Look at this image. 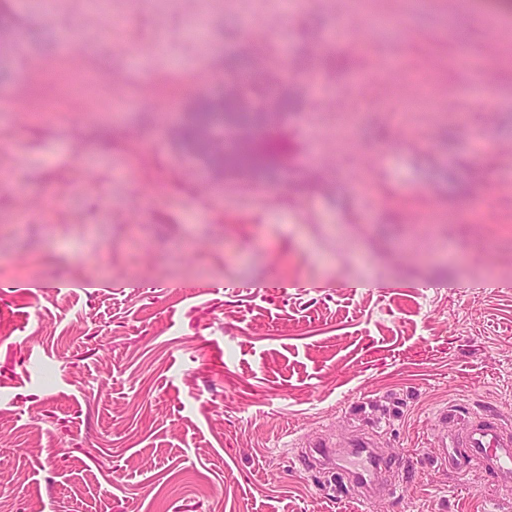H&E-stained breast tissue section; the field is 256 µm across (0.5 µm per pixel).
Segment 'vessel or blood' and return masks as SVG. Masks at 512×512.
Segmentation results:
<instances>
[{
  "label": "vessel or blood",
  "instance_id": "obj_1",
  "mask_svg": "<svg viewBox=\"0 0 512 512\" xmlns=\"http://www.w3.org/2000/svg\"><path fill=\"white\" fill-rule=\"evenodd\" d=\"M436 419L444 425L452 421L457 424L454 431H441L436 441L449 471H458L465 459L472 468L492 475L504 491L512 492V426L501 415L487 410L460 421L455 407L449 405L438 410ZM300 459L308 467L336 475L362 503H373L396 488L392 478L398 470L397 459L364 433L343 443L325 438L304 440Z\"/></svg>",
  "mask_w": 512,
  "mask_h": 512
}]
</instances>
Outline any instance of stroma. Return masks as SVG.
<instances>
[{"label": "stroma", "instance_id": "35a3bbf8", "mask_svg": "<svg viewBox=\"0 0 512 512\" xmlns=\"http://www.w3.org/2000/svg\"><path fill=\"white\" fill-rule=\"evenodd\" d=\"M241 69L299 101L257 181L177 135ZM0 169V512H364L296 444L375 426L371 512H512L433 446L512 423L499 0H0Z\"/></svg>", "mask_w": 512, "mask_h": 512}]
</instances>
